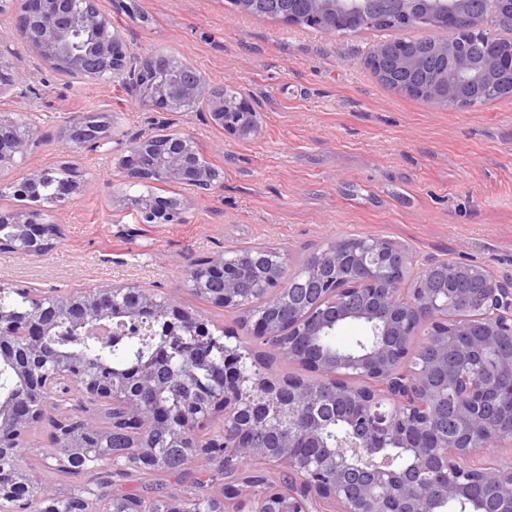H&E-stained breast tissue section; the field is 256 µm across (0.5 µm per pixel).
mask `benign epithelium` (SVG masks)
Masks as SVG:
<instances>
[{"label":"benign epithelium","instance_id":"obj_1","mask_svg":"<svg viewBox=\"0 0 512 512\" xmlns=\"http://www.w3.org/2000/svg\"><path fill=\"white\" fill-rule=\"evenodd\" d=\"M484 0H302L303 16L288 19L310 24L324 33L342 29L373 28L382 21L398 31L439 28L445 40L422 36L399 44L379 43L370 60L378 78L394 90L435 104L479 102L512 94V50L484 31ZM463 30L481 47L476 62L471 50L456 44ZM13 45L34 50L54 71L82 80L104 75L126 79L129 96L143 107L187 112L204 104L212 122L240 140L255 137L260 125L245 92L224 100L206 93V81L181 78L157 81L169 60L162 53L133 55L100 0H23L21 12L6 13L0 0V98L16 87ZM426 74L422 83L412 80ZM108 121L100 113L69 117L62 129L67 152L95 148L108 135ZM39 121L30 114L0 115V171L25 158L38 138ZM124 182L147 187L156 181L190 184L201 191L220 185L221 175L209 166L191 137L174 131L134 140L118 161ZM51 171L30 168L9 184L13 194L25 197ZM141 224L181 221L186 204L176 197L147 193L128 197ZM60 239V227L43 214L0 209V250L41 257ZM248 252L228 257L222 253L186 270L185 287L213 304L240 313L260 339L279 341L280 353L319 373L311 387L297 379L276 377L263 359L247 347L232 345V331L224 341L214 336L201 315L177 304L172 294H159L140 284L85 288L57 294L49 301L27 289L28 306L22 311L0 304V364L36 393H53L56 385L74 382L86 402H110L123 407L125 418L145 429H162L171 443L199 453L192 439L195 414L144 406L132 385L159 391L166 378L194 386L198 370L216 372L219 391L198 390L208 398L194 407L209 418L230 421L236 453L260 459L269 469L294 475L288 489L274 488L259 497L253 485L237 481L235 498L223 499L222 488L211 489L224 505L244 495L250 512H434L437 501L473 497L475 481L501 495L497 512H512V461L487 463L478 457L512 438V423L495 419L487 404L489 390L501 386L487 375H450L443 384L448 353L481 357L496 353L495 373L508 377V406L512 407V353L500 352L503 339L512 340V282L496 280L481 265L448 262L438 265L445 284L455 289L459 303L471 309L467 328L457 324L453 306L441 304L448 289L437 287L431 271L416 273L410 287L405 281L413 261L399 245L369 238L332 241L320 256L331 271L317 291L336 309L308 306L309 284L288 273L284 255L272 249L244 246ZM373 258L385 272L367 265ZM255 273V291L262 305L248 302L241 274ZM288 317H283V310ZM121 316L123 332L137 331L147 321L162 330L161 343L149 360L130 368H102L90 364L82 352L64 359L48 354L44 336L63 321L82 331ZM359 317L379 329L381 339L367 352L340 357L316 349L314 340L341 322ZM426 331L432 355L423 371L404 374L401 363L410 357L415 336ZM453 398L457 428L438 426L439 401ZM343 401L348 412L329 417L319 410L323 400ZM58 403L45 398H22L0 406L7 420L0 424V456L15 458L10 480H0V512H15V491L32 484L15 447L26 430L52 414ZM387 448H399L410 458L405 466L380 462ZM143 470L163 469L167 460L144 439L134 449ZM165 512H199L192 496L170 497Z\"/></svg>","mask_w":512,"mask_h":512}]
</instances>
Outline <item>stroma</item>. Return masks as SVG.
Returning <instances> with one entry per match:
<instances>
[{
    "label": "stroma",
    "mask_w": 512,
    "mask_h": 512,
    "mask_svg": "<svg viewBox=\"0 0 512 512\" xmlns=\"http://www.w3.org/2000/svg\"><path fill=\"white\" fill-rule=\"evenodd\" d=\"M138 54L162 51L197 69L212 86L244 90L260 132L238 140L208 111L141 107L121 81L66 79L19 49L16 97L0 113L40 112V143L0 174L54 169L71 161L85 186L62 203L42 202L62 237L39 258L0 252V279L44 295L137 282L174 294L214 325L258 347L249 324L184 290L185 270L249 244L283 253L289 270L338 238L394 242L417 263L484 265L512 281V96L445 106L383 85L367 67L370 48L389 30L326 34L242 13L226 0H102ZM108 113L111 135L67 155L64 117ZM164 125L190 135L221 187L162 185L163 197L190 200L180 224H142L110 191L123 186L114 163L129 142ZM47 427L24 438V462L40 486L57 490Z\"/></svg>",
    "instance_id": "stroma-1"
}]
</instances>
